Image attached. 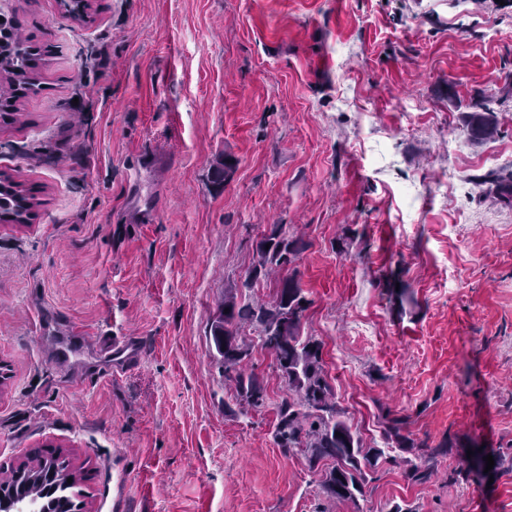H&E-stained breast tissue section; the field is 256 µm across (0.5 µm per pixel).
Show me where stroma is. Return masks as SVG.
Wrapping results in <instances>:
<instances>
[{"label":"stroma","instance_id":"obj_1","mask_svg":"<svg viewBox=\"0 0 512 512\" xmlns=\"http://www.w3.org/2000/svg\"><path fill=\"white\" fill-rule=\"evenodd\" d=\"M13 0L43 61L0 117V479L61 454L81 512H512V0ZM497 134L472 141L468 113ZM225 170L216 182V166ZM339 408L383 449L356 503L274 441L287 388L254 348L259 408L224 383L211 323L273 225ZM402 283L410 301H390ZM103 336L129 339L108 372ZM411 438L475 439L492 484L410 482ZM34 198L11 177L0 176V215L16 224H28L32 216Z\"/></svg>","mask_w":512,"mask_h":512}]
</instances>
